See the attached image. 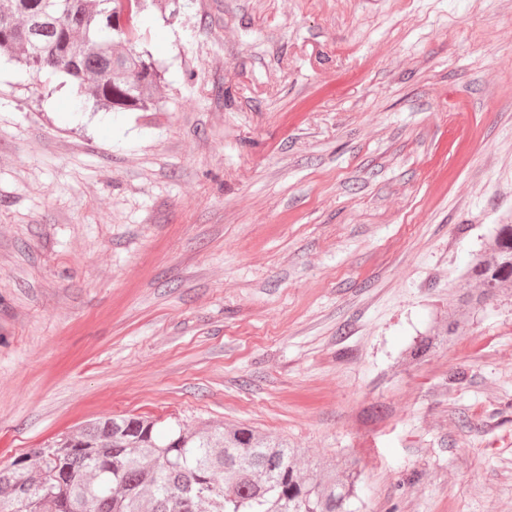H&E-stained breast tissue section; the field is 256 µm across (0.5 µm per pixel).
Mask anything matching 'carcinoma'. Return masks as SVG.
I'll return each mask as SVG.
<instances>
[{
    "label": "carcinoma",
    "mask_w": 512,
    "mask_h": 512,
    "mask_svg": "<svg viewBox=\"0 0 512 512\" xmlns=\"http://www.w3.org/2000/svg\"><path fill=\"white\" fill-rule=\"evenodd\" d=\"M0 0V55L37 80L70 77L110 112H162L164 76L137 51L147 0ZM512 291V224L458 277L446 324L409 352L419 361L460 336L466 316ZM302 450L246 427L191 430L139 415L98 418L0 467V512H352L359 461L329 474L301 467Z\"/></svg>",
    "instance_id": "1"
}]
</instances>
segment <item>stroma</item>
I'll use <instances>...</instances> for the list:
<instances>
[{
  "label": "stroma",
  "instance_id": "35a3bbf8",
  "mask_svg": "<svg viewBox=\"0 0 512 512\" xmlns=\"http://www.w3.org/2000/svg\"><path fill=\"white\" fill-rule=\"evenodd\" d=\"M145 16L162 112L0 62V465L177 417L353 452L354 512H512V297L407 355L512 223V0Z\"/></svg>",
  "mask_w": 512,
  "mask_h": 512
}]
</instances>
